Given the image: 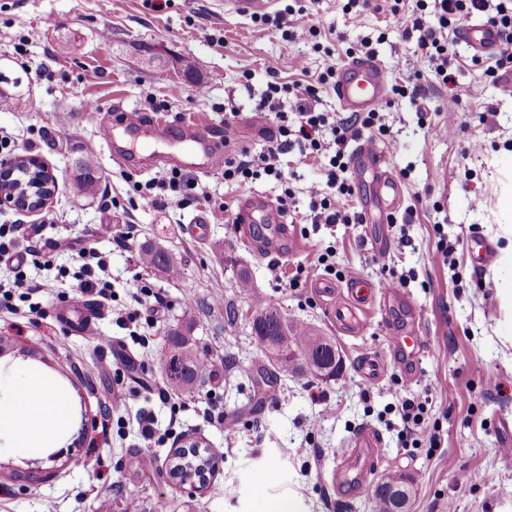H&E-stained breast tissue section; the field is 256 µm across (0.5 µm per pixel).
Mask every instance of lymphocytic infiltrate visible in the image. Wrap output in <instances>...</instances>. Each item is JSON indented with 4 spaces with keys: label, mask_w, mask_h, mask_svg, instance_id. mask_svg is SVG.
Returning <instances> with one entry per match:
<instances>
[{
    "label": "lymphocytic infiltrate",
    "mask_w": 512,
    "mask_h": 512,
    "mask_svg": "<svg viewBox=\"0 0 512 512\" xmlns=\"http://www.w3.org/2000/svg\"><path fill=\"white\" fill-rule=\"evenodd\" d=\"M475 15L485 16L503 35L499 51L486 61L485 75L496 80L501 73L512 70V0H415L413 9L404 21L401 36L407 40L415 39L416 56L424 68L409 73L402 83L393 85L395 98L417 103L422 93L420 78L426 71L441 84L455 83L448 36L458 33L462 20ZM334 76V70L329 69L319 75L314 85L297 81L268 82L255 109L264 116L275 118V130L261 153L253 154L233 146L226 148L220 170L225 182L246 188L264 175L281 181L285 174L281 169L280 157L290 149H298L304 157L325 153L329 156L327 180L322 184H311L307 190L312 223H361L360 213L346 204L353 193L349 178L351 157L347 147L362 130L373 129L383 133L387 126L382 113L376 110L348 117H332L316 111L312 101L318 95V84L328 83ZM287 96L298 103L299 119L294 124L289 123L287 113L281 110L282 100ZM132 189L144 205L152 207H180L190 200L207 202L212 198L208 183L178 169L170 170L156 181L133 182ZM78 257L81 265L76 274L78 288L72 295L73 300L78 301L93 294L100 303H110L109 253L84 248L79 251Z\"/></svg>",
    "instance_id": "lymphocytic-infiltrate-1"
}]
</instances>
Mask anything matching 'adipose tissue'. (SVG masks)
Wrapping results in <instances>:
<instances>
[{
  "instance_id": "obj_1",
  "label": "adipose tissue",
  "mask_w": 512,
  "mask_h": 512,
  "mask_svg": "<svg viewBox=\"0 0 512 512\" xmlns=\"http://www.w3.org/2000/svg\"><path fill=\"white\" fill-rule=\"evenodd\" d=\"M18 393L23 405L7 410L0 406V429L8 430L15 448L40 452L55 447V436L65 431L66 412L57 410L61 397L52 380L35 369H28Z\"/></svg>"
}]
</instances>
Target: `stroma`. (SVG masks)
Wrapping results in <instances>:
<instances>
[{"mask_svg": "<svg viewBox=\"0 0 512 512\" xmlns=\"http://www.w3.org/2000/svg\"><path fill=\"white\" fill-rule=\"evenodd\" d=\"M345 0H317L312 21L327 33L328 51L312 42L286 40L274 25L251 14L225 10L224 0H0V71L19 72L25 110H0V132L10 133L11 155H32L56 177L54 194L37 212L0 208L1 224L38 228L44 252L26 265L40 282L42 315L0 313V402H9L30 366L50 375L66 393L67 429L58 435L56 460L46 453L13 449L0 431V512H99L108 500L122 512L135 500L139 512H268L275 500L295 498L301 512H373L372 489L359 494L336 487L332 474L354 435L369 427L382 439L377 472L408 475L414 493L408 512H512V469L498 448L508 437L499 421L512 419V91L506 79L491 81L471 64L459 41L449 48L463 66L449 89L421 80L418 105L385 100L379 107L390 127L374 135L399 176L410 222L310 224L307 187L324 182L328 160L290 152L282 167L294 192L288 210L287 255L263 254L259 224L235 218L243 192L208 174L210 202L184 208L137 205L122 179L125 168L99 136L118 108H144L147 95L166 104L158 117L171 126L162 144L148 140L139 153L164 159L181 151L180 127L196 123L223 142L232 136L251 151L266 146L272 121L254 106L270 77L288 83L303 74L341 66L346 51L374 41L376 60L389 82L403 78L417 57L403 39L401 17L389 9L344 11ZM467 108L444 135L440 107L450 91ZM238 113L232 132L224 113ZM445 124V123H444ZM93 156L101 176L96 197L81 195L77 165ZM205 217L200 236L192 220ZM133 224L127 247L113 232ZM455 251L442 258L435 226ZM496 243L497 264H471L472 235ZM389 249L377 258L372 241ZM110 253L111 308L69 300L76 248ZM166 250L180 274L172 278L139 259L142 246ZM336 251L344 273L334 291L318 292L313 280L289 287L300 267H313L325 247ZM278 264L280 280L269 267ZM247 270L251 294H242L238 274ZM406 278L401 291L419 324L423 346L415 374H406L390 338L407 323L376 302L359 332L337 326L332 309L348 299L346 283L369 280L383 292L388 274ZM157 292L160 305L140 306L138 330L117 313L141 286ZM277 308L294 323L332 336L344 358L336 378L272 374L253 331L257 305ZM190 326L212 365L189 392L168 391L156 356L166 329ZM382 357L375 381L361 370L365 356ZM124 391V403L112 395ZM429 397L417 447H402L397 413L412 395ZM224 411L234 430L221 428ZM149 415L155 435L144 439L138 421ZM439 434V447L429 437ZM193 436L224 451L207 488L188 495L166 476L177 441Z\"/></svg>", "mask_w": 512, "mask_h": 512, "instance_id": "stroma-1", "label": "stroma"}]
</instances>
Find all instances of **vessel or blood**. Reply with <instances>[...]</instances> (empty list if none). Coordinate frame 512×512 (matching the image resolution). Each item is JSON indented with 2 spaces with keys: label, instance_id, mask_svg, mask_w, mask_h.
Instances as JSON below:
<instances>
[{
  "label": "vessel or blood",
  "instance_id": "vessel-or-blood-1",
  "mask_svg": "<svg viewBox=\"0 0 512 512\" xmlns=\"http://www.w3.org/2000/svg\"><path fill=\"white\" fill-rule=\"evenodd\" d=\"M460 36L469 50L475 54L497 52L501 46L502 35L491 23L480 19L471 21L462 29ZM336 98L344 111L369 112L385 101L388 95L387 76L381 65L374 60L357 59L345 62L336 73L334 82ZM168 127L159 120L128 118L120 125L104 124L102 139L107 144L125 140L129 145L153 138L167 139ZM361 171L372 176L373 199L383 214L395 216L403 204V189L400 181L392 174L384 153L371 144L360 145L356 152ZM224 159V150L216 143L202 145L200 156H188L185 168L207 173L216 169ZM240 221L244 224H266L272 231L271 244H278L284 221L279 216L275 205L267 203L256 205L253 195L242 199ZM498 251L493 242L485 238L475 241L471 252L473 266L482 268L494 264ZM347 288L352 298L351 303L335 308L334 317L337 324L348 325L357 321L359 310L368 304L372 286L369 282L356 278L348 282ZM381 439L371 429H361L353 438L346 451L348 464L336 472L340 482L360 483L379 459Z\"/></svg>",
  "mask_w": 512,
  "mask_h": 512
}]
</instances>
